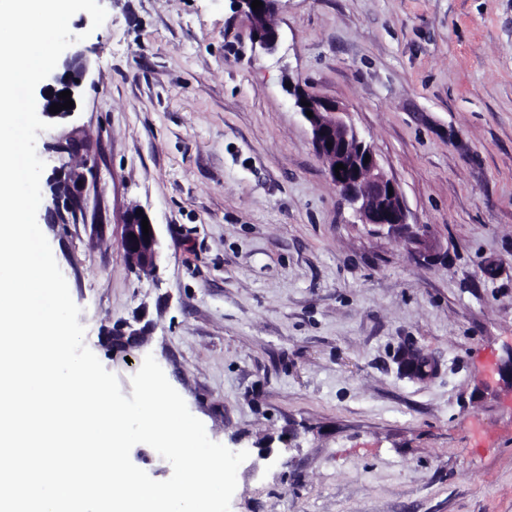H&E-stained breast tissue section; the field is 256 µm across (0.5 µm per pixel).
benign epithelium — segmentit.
<instances>
[{"label": "benign epithelium", "instance_id": "1", "mask_svg": "<svg viewBox=\"0 0 512 512\" xmlns=\"http://www.w3.org/2000/svg\"><path fill=\"white\" fill-rule=\"evenodd\" d=\"M263 7L254 10L252 0H231L234 13L246 24L252 47L265 53H273L279 44V32L268 28L264 21L275 14L282 6V0H261ZM66 69L63 86L49 84L42 95L44 103L42 112L49 114L50 106L64 103L59 98L62 91L76 95L78 80L82 79L85 64L81 54L75 53L65 60ZM294 97V106L308 123L313 146L326 164L328 174L336 188L348 200L353 212L365 225L386 228L402 237L409 249L419 253H431L437 249V242L425 230H414L406 222L405 208L398 185L381 170L371 148L357 133L355 128L345 120L346 110L334 101H328L309 93L302 85L296 84L288 89ZM310 103L306 107L302 102ZM313 112L309 117L306 111ZM332 147H327V144ZM344 168L335 170L336 164ZM80 173L71 168L57 172L58 195L55 199V222L58 224H75L83 213L84 202L74 192V184ZM145 212L131 207L126 211L121 233V246L125 250L131 266L144 273H152L157 267L159 238L155 224H149V236H144L142 219ZM107 342L112 347L128 349L144 342V334L130 325L119 326L107 332Z\"/></svg>", "mask_w": 512, "mask_h": 512}]
</instances>
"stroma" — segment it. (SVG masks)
<instances>
[{
    "label": "stroma",
    "mask_w": 512,
    "mask_h": 512,
    "mask_svg": "<svg viewBox=\"0 0 512 512\" xmlns=\"http://www.w3.org/2000/svg\"><path fill=\"white\" fill-rule=\"evenodd\" d=\"M98 2L101 27L69 23L75 111L37 137V222L123 394L153 355L248 451L230 512H512V0H283L271 54L230 0ZM295 83L347 110L436 254L359 222ZM72 137L86 210L51 224ZM131 207L150 274L120 245ZM121 322L149 328L127 355L101 343ZM405 348L433 373L400 374ZM139 208L131 207L126 211L121 233V246L125 250L128 261L132 267L144 273H152L157 267L159 254V238L156 224H153L148 215ZM143 216L147 217L149 224V236L144 237L142 229ZM135 235V238L131 237Z\"/></svg>",
    "instance_id": "stroma-1"
}]
</instances>
